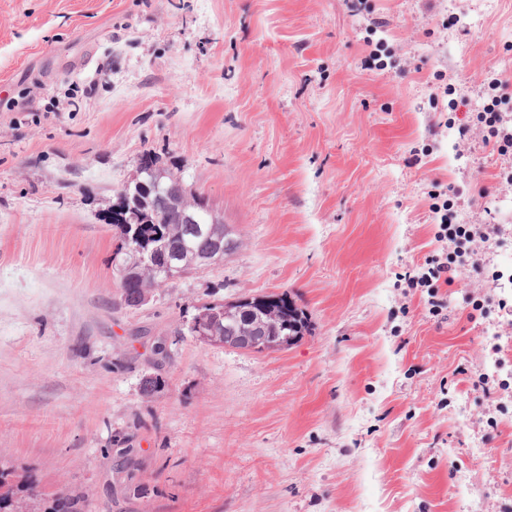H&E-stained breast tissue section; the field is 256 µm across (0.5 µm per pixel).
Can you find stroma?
I'll list each match as a JSON object with an SVG mask.
<instances>
[{"instance_id": "35a3bbf8", "label": "stroma", "mask_w": 512, "mask_h": 512, "mask_svg": "<svg viewBox=\"0 0 512 512\" xmlns=\"http://www.w3.org/2000/svg\"><path fill=\"white\" fill-rule=\"evenodd\" d=\"M494 78L512 0H0V466L112 512H512ZM147 154L240 245L136 308L105 216ZM435 202L495 232L431 293ZM272 292L287 349L192 336Z\"/></svg>"}]
</instances>
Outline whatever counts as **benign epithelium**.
Wrapping results in <instances>:
<instances>
[{
	"label": "benign epithelium",
	"instance_id": "7a95c632",
	"mask_svg": "<svg viewBox=\"0 0 512 512\" xmlns=\"http://www.w3.org/2000/svg\"><path fill=\"white\" fill-rule=\"evenodd\" d=\"M124 194L136 204L148 203L154 211L165 209L170 191L162 188L160 179L151 177L148 180L134 179L124 186ZM157 237L152 231L136 227L132 234L125 239V249L121 259H113L118 267L120 279L123 281L134 279L147 270L170 273L172 265L165 258L162 241L155 243L151 239ZM224 236L216 233L215 246L211 253L202 256H193L188 264L197 268L212 266L224 259ZM268 305L259 309L248 306L252 297L245 296L232 304L224 305L217 312L204 311L199 319L190 326L193 335L208 344H221L237 349L263 353L267 351L282 350L290 346L296 337L282 335V314L271 302L274 298L267 297ZM224 319V332L213 329L211 322L213 316Z\"/></svg>",
	"mask_w": 512,
	"mask_h": 512
}]
</instances>
